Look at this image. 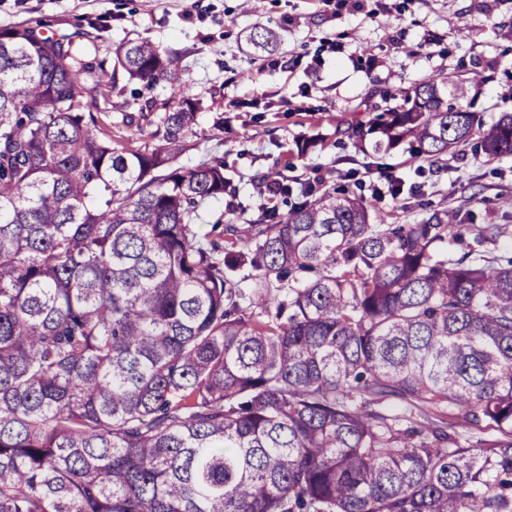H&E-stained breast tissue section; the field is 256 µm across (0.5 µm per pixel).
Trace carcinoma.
I'll return each mask as SVG.
<instances>
[{
	"label": "carcinoma",
	"instance_id": "obj_1",
	"mask_svg": "<svg viewBox=\"0 0 512 512\" xmlns=\"http://www.w3.org/2000/svg\"><path fill=\"white\" fill-rule=\"evenodd\" d=\"M83 37L0 29V512H512L509 225L377 224L311 188L220 244L197 223L224 158L173 166L181 72ZM464 98L431 78L368 132L451 153L481 127ZM100 99L155 130L114 138ZM475 147L511 156L512 114Z\"/></svg>",
	"mask_w": 512,
	"mask_h": 512
}]
</instances>
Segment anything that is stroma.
I'll return each instance as SVG.
<instances>
[{
    "instance_id": "35a3bbf8",
    "label": "stroma",
    "mask_w": 512,
    "mask_h": 512,
    "mask_svg": "<svg viewBox=\"0 0 512 512\" xmlns=\"http://www.w3.org/2000/svg\"><path fill=\"white\" fill-rule=\"evenodd\" d=\"M35 19L49 33L91 31L79 48L101 60L140 39L174 58L200 101L176 163L220 156L230 180L223 201L203 212V231L218 220L256 222L257 183L271 169L293 188L316 171L327 188L366 198L371 178L400 177V200L374 206L388 224L447 208L512 225V156L378 154L372 135L354 131L439 74L464 82V106L484 124L512 112V0H261L257 12L244 0H0V29ZM258 25L279 36L273 51L249 45Z\"/></svg>"
}]
</instances>
